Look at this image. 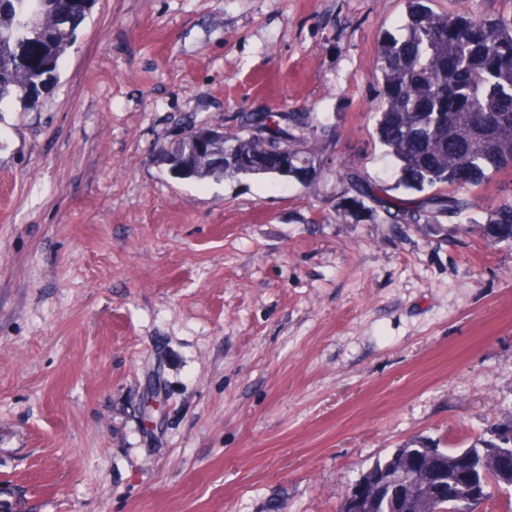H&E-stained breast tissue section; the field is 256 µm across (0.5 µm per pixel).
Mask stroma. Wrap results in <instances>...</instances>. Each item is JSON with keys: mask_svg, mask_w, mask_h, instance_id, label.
Returning <instances> with one entry per match:
<instances>
[{"mask_svg": "<svg viewBox=\"0 0 512 512\" xmlns=\"http://www.w3.org/2000/svg\"><path fill=\"white\" fill-rule=\"evenodd\" d=\"M407 0H97L36 112L0 111V512H338L415 440L512 415V240L372 219L377 47ZM341 134L307 182L176 179L192 118ZM351 207L337 216L338 205Z\"/></svg>", "mask_w": 512, "mask_h": 512, "instance_id": "35a3bbf8", "label": "stroma"}]
</instances>
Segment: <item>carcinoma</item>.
I'll return each mask as SVG.
<instances>
[{
    "label": "carcinoma",
    "instance_id": "obj_1",
    "mask_svg": "<svg viewBox=\"0 0 512 512\" xmlns=\"http://www.w3.org/2000/svg\"><path fill=\"white\" fill-rule=\"evenodd\" d=\"M96 0H0V112L8 104L34 112L43 91L57 79L61 58L78 39V29ZM409 11L398 33L379 45L381 78L375 130L398 173L390 188L365 183L357 174L339 175L347 189L374 204L391 224L445 228L439 217L460 215L473 202L449 187L464 189L489 173L512 171V68L500 61L512 57V15L489 17L473 8L454 14L427 9L407 0ZM207 119L185 127L167 153L170 172L186 181L265 178L302 180L315 169L314 147L332 146L336 123L315 112L297 111L284 100L268 112H240L224 160L214 162L201 151L196 131ZM288 149L285 171L262 170L252 159ZM434 193L423 198L389 195L400 189ZM485 235L512 239V200L486 208ZM501 448L485 467L484 482L512 472V417L491 423L467 446L449 448L448 482L462 470L476 468L479 449ZM408 472L423 480L433 469L421 453L408 460Z\"/></svg>",
    "mask_w": 512,
    "mask_h": 512
}]
</instances>
